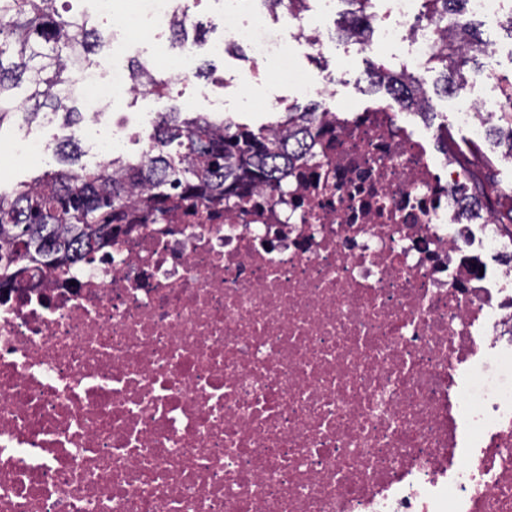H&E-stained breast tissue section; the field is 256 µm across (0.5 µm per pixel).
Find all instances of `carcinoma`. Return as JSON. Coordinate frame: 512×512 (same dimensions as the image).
Returning <instances> with one entry per match:
<instances>
[{
    "mask_svg": "<svg viewBox=\"0 0 512 512\" xmlns=\"http://www.w3.org/2000/svg\"><path fill=\"white\" fill-rule=\"evenodd\" d=\"M58 0H0V122L21 114L34 120L41 109L66 112L69 73L98 45L95 19L87 13L64 15ZM357 5L340 25L343 37L362 39L371 27L366 4ZM465 0H423L424 18L433 20ZM476 34L467 27L445 32L428 59L442 67L441 92L454 94L465 82L464 66ZM134 90L162 93L168 80L140 63L130 74ZM368 79L410 109L422 110L427 89L406 68H371ZM317 106H288L283 129L256 131L205 117L179 120L173 110L157 117L148 148L133 161L107 160L94 169L58 170L0 193V286L32 264L62 267L112 243L123 227L161 221L178 200L224 202L257 187L278 186L295 156L315 143ZM493 132L512 151V113L504 112Z\"/></svg>",
    "mask_w": 512,
    "mask_h": 512,
    "instance_id": "cac0c4a2",
    "label": "carcinoma"
}]
</instances>
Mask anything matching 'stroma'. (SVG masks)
<instances>
[{"instance_id": "obj_1", "label": "stroma", "mask_w": 512, "mask_h": 512, "mask_svg": "<svg viewBox=\"0 0 512 512\" xmlns=\"http://www.w3.org/2000/svg\"><path fill=\"white\" fill-rule=\"evenodd\" d=\"M182 6L208 29L206 43L198 47L197 65L209 64L213 73L193 74L188 82L173 83L163 93H142L116 100L107 116L108 124L124 123L131 127L144 126L150 116L179 109L183 117L206 115L226 110L231 122L258 127L275 120L269 112L273 102L281 105L310 104L289 82L278 75L272 66L256 63L249 55L220 52L216 44L223 36L222 17L225 0H183ZM479 29L489 31L494 45L472 54L465 68L467 80L456 96H433L429 114L418 121L428 129L437 146L448 149L449 158L458 160L466 168L471 180L493 185L499 190L491 201L497 223L512 222V158L507 157L506 146L496 144L492 136L473 138L469 130L453 119L456 100L473 99L507 109L512 104V34L500 22L479 21ZM302 66L332 75L338 97L362 105L371 100L385 99V91L369 86L367 72L374 63L396 69L407 64L403 45L391 44L366 55L353 51H331L321 56H303ZM33 133L46 145L42 160H17L7 152H0V170L9 177L0 183V189L11 190L17 183L29 180L47 170L92 168L98 163L94 144L104 129L80 122L75 129H67L64 112L40 113L34 123H24L10 116L0 122V142ZM74 134L78 148L74 156L58 154L59 143L67 134Z\"/></svg>"}]
</instances>
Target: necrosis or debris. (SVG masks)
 I'll return each mask as SVG.
<instances>
[{"mask_svg": "<svg viewBox=\"0 0 512 512\" xmlns=\"http://www.w3.org/2000/svg\"><path fill=\"white\" fill-rule=\"evenodd\" d=\"M412 68L437 23L386 0ZM112 50L169 31L126 0ZM225 15L326 116L280 189L157 224L0 289V512H512V234L397 102L354 110L296 69L335 0ZM90 124L128 74L73 72Z\"/></svg>", "mask_w": 512, "mask_h": 512, "instance_id": "necrosis-or-debris-1", "label": "necrosis or debris"}]
</instances>
